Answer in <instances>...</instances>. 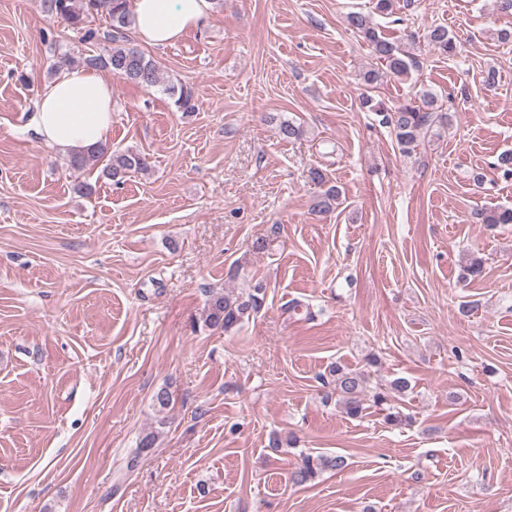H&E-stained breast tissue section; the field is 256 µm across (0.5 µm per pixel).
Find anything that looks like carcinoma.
I'll return each instance as SVG.
<instances>
[{"mask_svg": "<svg viewBox=\"0 0 512 512\" xmlns=\"http://www.w3.org/2000/svg\"><path fill=\"white\" fill-rule=\"evenodd\" d=\"M41 7L50 17L65 21L68 26L81 34L80 43L91 49L73 54L61 55V62L69 66L106 70L131 85L151 89L163 86V92L174 99L181 112L196 110L195 95L191 88L173 84H162V77L156 61L147 56L134 44L130 0H41ZM99 16L106 23L105 29L89 27L90 19ZM350 27L362 33L369 42L372 52L382 62L383 68L369 69L360 75L364 85L371 87L387 77H401L417 67L416 59L402 47L382 37L372 26L370 17L362 13L347 16ZM425 39L440 52L454 56L458 53L457 40L447 28L432 27ZM101 45L100 51L93 47ZM361 106L380 117L383 126L391 129L397 143L408 151L415 147L421 136L438 125L448 124V114L436 107V97L428 90H421L415 100L393 107H385L374 101L370 95L362 97ZM74 170L100 171L101 175L117 185L129 172L146 174L151 170L148 154L127 148L117 151L104 144L86 152L76 153L70 158ZM311 182L323 187L315 199L312 211L329 214L339 204L340 188L331 183L328 174L319 167L309 170ZM469 221L493 228L499 224H512V208L475 207L469 213ZM265 286L257 282L237 293L226 290H212L206 300L202 315L204 327L226 334L235 332L244 320L258 314L264 304ZM329 377L322 378L323 386L336 394V404L351 418H359L366 411L367 402L386 408L385 421L392 426L403 424L405 417L399 409L389 404V393L383 390L367 395V377L361 371L341 364H334L328 370ZM172 404L171 393L162 388L154 395L157 413L156 427L145 433L136 448L128 455L127 468L137 465L139 459L155 446L156 440L168 424L167 410ZM347 466L341 455L307 454L301 464L291 472L290 480L297 486L307 485L327 471L339 472Z\"/></svg>", "mask_w": 512, "mask_h": 512, "instance_id": "obj_1", "label": "carcinoma"}]
</instances>
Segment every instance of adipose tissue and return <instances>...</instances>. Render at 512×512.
<instances>
[{
    "mask_svg": "<svg viewBox=\"0 0 512 512\" xmlns=\"http://www.w3.org/2000/svg\"><path fill=\"white\" fill-rule=\"evenodd\" d=\"M209 8L210 0H132L135 30L155 46L176 43ZM114 110L111 83L94 70L73 68L43 89L31 124L45 145L72 154L107 143Z\"/></svg>",
    "mask_w": 512,
    "mask_h": 512,
    "instance_id": "ef3b65f1",
    "label": "adipose tissue"
}]
</instances>
